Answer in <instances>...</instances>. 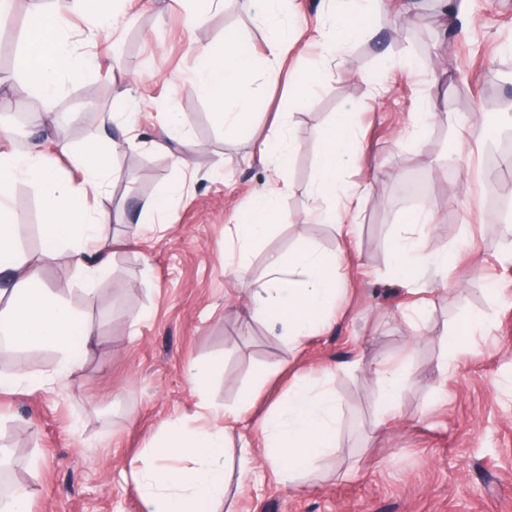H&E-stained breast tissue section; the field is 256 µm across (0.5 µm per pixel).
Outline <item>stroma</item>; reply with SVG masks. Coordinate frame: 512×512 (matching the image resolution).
<instances>
[{
  "label": "stroma",
  "instance_id": "35a3bbf8",
  "mask_svg": "<svg viewBox=\"0 0 512 512\" xmlns=\"http://www.w3.org/2000/svg\"><path fill=\"white\" fill-rule=\"evenodd\" d=\"M291 7L303 30L285 68L267 72L246 127L223 129L193 72L196 46L220 44L231 29L248 30L263 50L270 30L254 24L250 0H224L191 31L190 0H145L98 31L97 68L63 80L23 130L21 138L61 136L79 149L105 134L120 143V177L104 202L111 277L90 290L67 263L37 271L95 325L99 344L82 369L39 392L0 393V440L18 457L14 482L30 491L31 512H142L131 470L168 420L195 423L204 404L209 422L223 423L242 390L257 384L259 402L235 425L250 437L296 375L325 369L336 373V454L304 473L303 489L265 467L238 490V451L229 449L224 512H512V214L491 205L512 196V174L494 175L490 157L512 130V0H468L461 19L429 13L426 0H384L370 35L331 63L315 41L331 23L320 0ZM291 69L322 72L306 100L288 84ZM124 89L138 107L133 150L122 146L119 126L98 125ZM429 99L452 118L478 114L492 136L475 143L452 119L413 126ZM346 109L360 115L363 151L341 180L369 185L348 243L306 216L319 138ZM168 112L183 116L188 143L163 140ZM278 112L299 145L288 167L292 190L279 204V228L248 256L250 275L263 278L271 251L307 245L348 258L333 325L296 350L249 319L247 286L221 268L225 230L264 181L259 147L277 137ZM179 155L189 169L175 166ZM181 180L166 231L144 230L138 245H126L141 199ZM421 208L431 213L423 249L447 248L448 273L423 268L415 291L392 278L388 249ZM469 312L482 313L487 328L465 351L451 350L446 332ZM216 357L223 364L198 395L185 371ZM380 358L407 366L390 414L368 370ZM52 359L46 349L10 346L0 350V371L40 373Z\"/></svg>",
  "mask_w": 512,
  "mask_h": 512
}]
</instances>
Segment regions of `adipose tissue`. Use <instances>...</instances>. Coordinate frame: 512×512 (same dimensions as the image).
Returning a JSON list of instances; mask_svg holds the SVG:
<instances>
[{"label": "adipose tissue", "instance_id": "1", "mask_svg": "<svg viewBox=\"0 0 512 512\" xmlns=\"http://www.w3.org/2000/svg\"><path fill=\"white\" fill-rule=\"evenodd\" d=\"M139 0H113L111 13L94 9L92 0H52L34 5L29 13L23 48L17 66L29 86L44 100L60 91L63 78L81 74L92 64L89 45L92 31L111 24L124 8H136ZM254 18L273 32L264 54H257L245 30L228 31L220 45L200 46V64L195 80L200 93L214 106L225 127L244 124L257 102L244 90L265 71L267 65L287 58L296 43L293 27L282 25L287 0H250ZM332 23L323 37L327 43L344 45L367 35L366 14L341 11L336 0H322ZM84 15L87 32L73 33L68 18ZM358 115L337 113L325 129L314 159L316 175L310 187L311 215L324 224L336 225L340 236L351 238L368 197V186H342L343 168L353 163L361 149ZM295 147L286 138L275 145H261L267 163L266 181L255 192L224 243V274L240 281L248 276L245 257L275 230L280 200L289 184L285 172ZM112 145L99 141L75 149L64 139L56 140L53 151L42 141H30L23 152L0 150V274L8 279L0 298L10 307L0 315V333L15 347L46 348L54 360L49 374L0 373V392L45 388L50 377H63L82 367L98 343L95 326L81 317L59 292L44 287L35 266L41 262L64 261L74 265L88 281L111 275L106 227L110 215L104 208H91L88 194L107 193L117 180ZM68 157L80 174L78 183L61 179L52 158ZM40 186L43 222L42 245L37 257H22L16 248L17 220L10 200L19 181ZM339 198V208L329 207ZM429 221L420 211L410 213L389 248L392 276L403 283L419 282L422 265L448 268V253H424L417 235ZM346 258L300 248L282 254L269 253L265 276L249 308V317L278 332L280 340L296 347L302 338L331 324L341 295V278ZM339 405L327 381L301 378L261 420L254 447L240 451L241 476H248L256 461L276 471L283 479L296 480L302 469L314 467L334 452ZM229 430L201 425L197 429L178 420L169 422L159 443L145 453L132 472L144 512H223L226 494L224 457Z\"/></svg>", "mask_w": 512, "mask_h": 512}]
</instances>
